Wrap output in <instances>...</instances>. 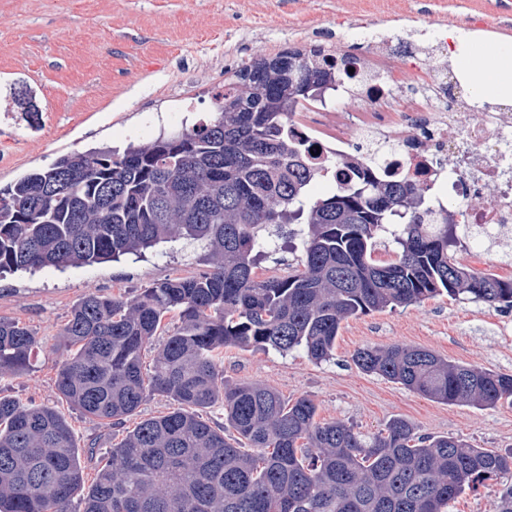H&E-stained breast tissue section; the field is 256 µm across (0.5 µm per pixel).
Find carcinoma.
Masks as SVG:
<instances>
[{
    "label": "carcinoma",
    "instance_id": "obj_1",
    "mask_svg": "<svg viewBox=\"0 0 512 512\" xmlns=\"http://www.w3.org/2000/svg\"><path fill=\"white\" fill-rule=\"evenodd\" d=\"M336 69L319 49L286 50L224 81L215 118L130 143L65 154L0 190V271L83 266L159 242L204 244L209 269L119 296L91 292L71 311L56 370L62 397L119 426L153 395L173 411L137 422L90 485L71 424L58 410L0 397V512H448L487 480L492 512H512V448L421 436L394 418L367 437L317 420L313 399L224 381V349L331 358L343 320L447 294L512 309V278L458 262L463 236L428 188L371 178L313 199L324 176L292 143L297 105L321 99ZM305 224L301 268L261 277L270 225ZM398 245L373 258L375 239ZM165 336L152 366L143 352ZM25 323L0 317V378L38 347ZM375 373L448 404L512 399V374L456 365L392 345L354 354ZM220 403L224 425L202 412Z\"/></svg>",
    "mask_w": 512,
    "mask_h": 512
}]
</instances>
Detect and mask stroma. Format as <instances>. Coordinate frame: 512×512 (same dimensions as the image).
Returning a JSON list of instances; mask_svg holds the SVG:
<instances>
[{
  "mask_svg": "<svg viewBox=\"0 0 512 512\" xmlns=\"http://www.w3.org/2000/svg\"><path fill=\"white\" fill-rule=\"evenodd\" d=\"M350 0H0V188L67 152L125 147L212 117L224 79L252 58L311 43L332 48L345 36L365 56L377 43L401 59L436 63L431 31L454 16L494 9L512 21V0H395L400 15L358 33ZM306 225L269 227L272 252L259 275L285 276L298 267ZM199 243H162L141 254L93 265L0 275V317L29 325L40 344L27 370L0 379V394L46 405L69 420L86 480L109 459L122 428L81 414L58 393L60 332L89 292L123 295L169 278L205 271ZM404 344L449 361L512 373V311L439 296L388 308L341 324L330 360L302 350L285 354L228 348L224 378L260 382L285 398L303 395L322 421H342L372 435L389 420L411 422L418 434L456 436L481 448H512V405L448 404L359 370L353 355L368 346Z\"/></svg>",
  "mask_w": 512,
  "mask_h": 512,
  "instance_id": "35a3bbf8",
  "label": "stroma"
}]
</instances>
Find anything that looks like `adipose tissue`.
Returning a JSON list of instances; mask_svg holds the SVG:
<instances>
[{
	"mask_svg": "<svg viewBox=\"0 0 512 512\" xmlns=\"http://www.w3.org/2000/svg\"><path fill=\"white\" fill-rule=\"evenodd\" d=\"M450 59L465 88L479 100L512 104V47H478L476 39L459 37Z\"/></svg>",
	"mask_w": 512,
	"mask_h": 512,
	"instance_id": "obj_1",
	"label": "adipose tissue"
}]
</instances>
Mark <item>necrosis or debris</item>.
Instances as JSON below:
<instances>
[{
    "label": "necrosis or debris",
    "instance_id": "4bbe7bcc",
    "mask_svg": "<svg viewBox=\"0 0 512 512\" xmlns=\"http://www.w3.org/2000/svg\"><path fill=\"white\" fill-rule=\"evenodd\" d=\"M339 68L337 97L356 111L327 101L297 107L289 127L317 147L313 165L336 163L335 178L351 171L374 178L396 176L428 186L432 204L454 223L494 245L512 244V113L473 114L449 91L452 71L416 78L385 48L364 58L332 52Z\"/></svg>",
    "mask_w": 512,
    "mask_h": 512
}]
</instances>
